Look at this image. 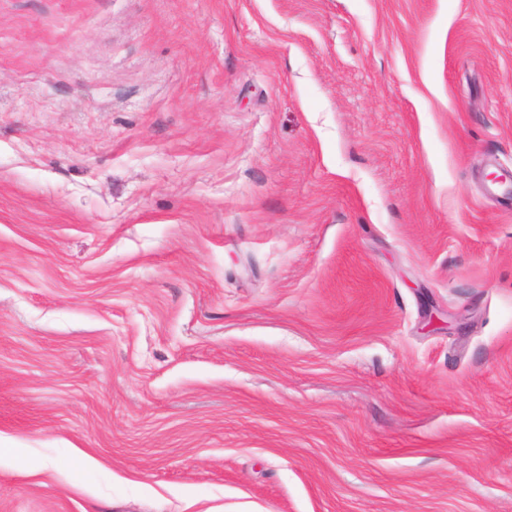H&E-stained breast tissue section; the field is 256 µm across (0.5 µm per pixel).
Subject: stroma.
Returning <instances> with one entry per match:
<instances>
[{
    "label": "stroma",
    "instance_id": "35a3bbf8",
    "mask_svg": "<svg viewBox=\"0 0 512 512\" xmlns=\"http://www.w3.org/2000/svg\"><path fill=\"white\" fill-rule=\"evenodd\" d=\"M512 0H0V512H512Z\"/></svg>",
    "mask_w": 512,
    "mask_h": 512
}]
</instances>
